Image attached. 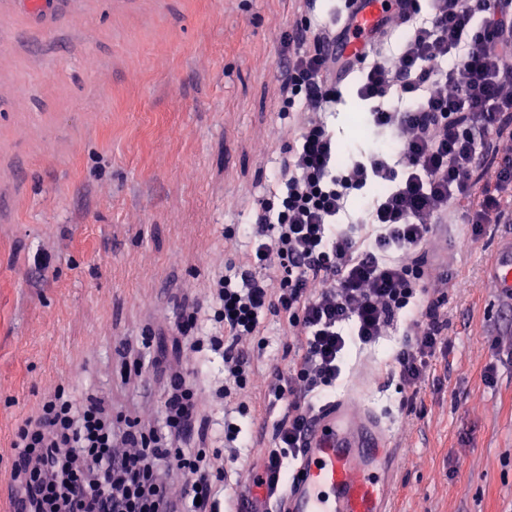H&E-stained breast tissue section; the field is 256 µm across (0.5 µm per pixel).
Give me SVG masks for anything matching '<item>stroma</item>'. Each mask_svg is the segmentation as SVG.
<instances>
[{"instance_id": "obj_1", "label": "stroma", "mask_w": 512, "mask_h": 512, "mask_svg": "<svg viewBox=\"0 0 512 512\" xmlns=\"http://www.w3.org/2000/svg\"><path fill=\"white\" fill-rule=\"evenodd\" d=\"M298 0H0V505L10 442L45 395L105 396L116 424L161 419L164 376L137 375L151 338L170 372L224 379L220 359L189 366L178 325L221 335L214 279L244 244L288 142L281 36ZM338 87L325 120L360 149ZM447 358L419 392L401 388L392 335L351 352L364 399L403 427L398 512H512V304L483 283L511 224L479 237L449 225ZM493 381H486V367Z\"/></svg>"}]
</instances>
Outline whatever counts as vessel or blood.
Segmentation results:
<instances>
[{"mask_svg": "<svg viewBox=\"0 0 512 512\" xmlns=\"http://www.w3.org/2000/svg\"><path fill=\"white\" fill-rule=\"evenodd\" d=\"M384 0H343L348 31L337 52L361 58L382 34ZM485 283L512 301V237L499 242ZM355 384L313 414L287 475L273 478L263 508L240 498L237 512H396L392 428Z\"/></svg>", "mask_w": 512, "mask_h": 512, "instance_id": "obj_1", "label": "vessel or blood"}]
</instances>
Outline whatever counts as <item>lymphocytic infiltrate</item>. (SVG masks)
<instances>
[{"label": "lymphocytic infiltrate", "mask_w": 512, "mask_h": 512, "mask_svg": "<svg viewBox=\"0 0 512 512\" xmlns=\"http://www.w3.org/2000/svg\"><path fill=\"white\" fill-rule=\"evenodd\" d=\"M384 29L409 25L401 50L371 44L360 69L362 99L374 101L378 139L362 160L336 167V136L323 119L351 61L337 57L333 25L296 26L280 79L297 95V131L276 175L272 199L246 225L248 249L214 285L223 336H190V353H220L224 383L215 404L250 389L256 408L287 411L264 451V473L282 470L321 394L335 387L348 347L366 345L408 321L395 356L402 387L418 390L450 345L445 293L432 290L414 253L438 225L512 221V0H429L430 19L413 23L418 0H400ZM386 192L356 220L340 225L349 192L369 183ZM282 317L287 372L267 373L243 351L263 338L267 315ZM202 387L170 378L163 422L150 430L117 428L104 399L44 398L42 413L11 444L14 512H217L222 475L192 447L204 436ZM177 471L178 489L164 475Z\"/></svg>", "instance_id": "1"}]
</instances>
